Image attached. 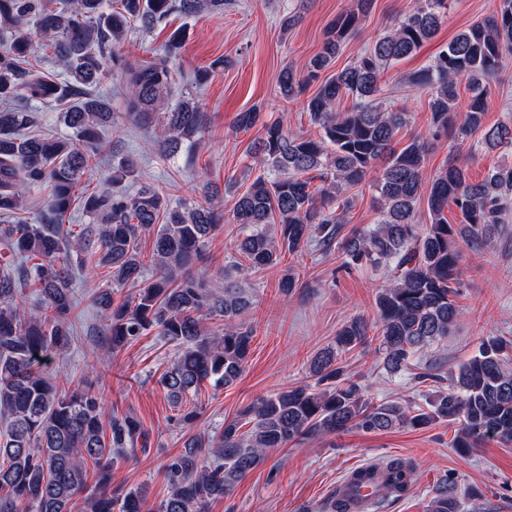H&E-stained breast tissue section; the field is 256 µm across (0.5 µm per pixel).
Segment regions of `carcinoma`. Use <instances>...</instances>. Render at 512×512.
Masks as SVG:
<instances>
[{
	"label": "carcinoma",
	"instance_id": "cac0c4a2",
	"mask_svg": "<svg viewBox=\"0 0 512 512\" xmlns=\"http://www.w3.org/2000/svg\"><path fill=\"white\" fill-rule=\"evenodd\" d=\"M372 0L354 6L328 27L321 51L306 68L291 67L278 76L282 97L292 99L330 67L356 33ZM224 10V0H0V215L13 216L25 194L46 186L47 209L37 224H1L4 265L17 258L33 261L25 278L0 272V512H73L74 499L87 492L85 512H208L214 500L230 495L267 454L305 438L342 434L352 428L377 432L392 427L423 428L443 420L458 425L452 447L466 454L483 441L512 444V340L493 336L462 363L445 392L423 405L374 404L340 366L339 358L369 340V328L354 319L337 333L335 346L312 360L316 388L299 386L264 396L214 435L190 438L184 449L163 464L167 492L156 505L141 489H112V467L133 460L145 437L133 415H106L99 387L83 380L58 382L42 370L60 358L72 342L74 300L68 288V261L84 256L111 269L110 284L95 298L104 319L102 350L116 351L152 327L178 346L171 367L161 377L177 421L191 427L197 407L182 405L202 382L229 386L242 375L250 353L252 330L241 320L251 306L248 288L224 284V294L208 288L198 267L207 243L221 227L219 191L204 188L206 204L171 205L155 187L133 192L99 181L83 206L94 223L78 232L61 224L75 200L83 176L98 167L112 125L109 100L94 93L109 74L126 86V111L138 124L158 126L161 154H193L205 137L204 112L193 99L174 105L173 60L183 31L174 29L159 58L136 61L119 49L137 22L147 30L165 28L174 14L194 16ZM448 14V0H414L412 8L371 49L320 84L307 109L322 130L319 138L285 131L263 120L258 108L238 113L236 126L261 125L252 156L258 174L236 200L232 223L242 237L234 247L245 272L279 265L287 254L302 251L318 225L320 246L337 249L340 268H388L390 284L376 295L375 325L383 367L391 374L411 368L420 349L448 338L461 318L455 297L461 282L462 240L473 248L487 245L512 204V167L494 166L473 182L464 163L454 161L425 179L429 143L415 136L399 145L396 135L407 113L373 104L387 65L417 52L437 33ZM45 40L60 71L51 76L31 60L29 27ZM512 59V0H498L496 10L457 34L417 72L412 82L429 90L430 128L437 138L448 133L462 145L512 150V124L483 127L488 87ZM472 86L465 109L457 108L456 84ZM356 99L348 111L345 97ZM62 106L66 135L27 132L41 106ZM483 131L481 140L472 136ZM370 183L377 194L380 220L372 227L341 234L352 195ZM458 223L445 217L448 202ZM426 203L428 223L416 220ZM153 236V249L140 251L141 237ZM154 275L134 297L115 302L114 290ZM38 289L41 303L30 309L23 287ZM224 327L211 332L213 318ZM413 465L393 459L381 466L354 470L345 484L313 512H357L361 487L378 483L382 498L402 495L412 483ZM445 478L429 512H460Z\"/></svg>",
	"mask_w": 512,
	"mask_h": 512
}]
</instances>
